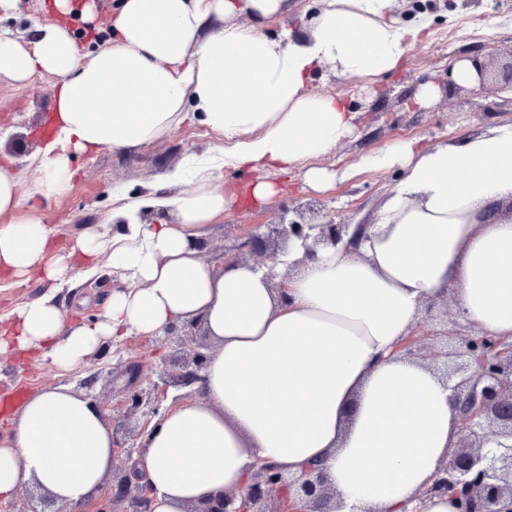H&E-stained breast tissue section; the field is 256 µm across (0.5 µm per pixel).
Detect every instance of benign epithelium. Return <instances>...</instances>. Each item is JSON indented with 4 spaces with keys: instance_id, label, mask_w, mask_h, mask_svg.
<instances>
[{
    "instance_id": "7a95c632",
    "label": "benign epithelium",
    "mask_w": 512,
    "mask_h": 512,
    "mask_svg": "<svg viewBox=\"0 0 512 512\" xmlns=\"http://www.w3.org/2000/svg\"><path fill=\"white\" fill-rule=\"evenodd\" d=\"M297 218L264 225L232 240L224 249V263L248 264L255 256L271 287H285L290 270L277 272L279 256L296 239L302 242L304 258L314 256L320 245H335L348 237L346 246H358L366 225L349 230L347 224L319 220L320 210L311 203L295 209ZM202 321L190 320L155 337L167 350L160 362L157 382L143 388L135 368L129 376L125 413L127 419H148L159 413L155 389L193 387L203 381L201 372L212 347ZM398 351L421 361L440 376L452 391L459 415L456 443L437 466L431 484L403 512H423V500L450 496L458 502V512H512V342L480 333L473 327L446 319L419 327ZM144 431L120 437L112 435L114 450L125 460L141 454L136 439ZM153 490L145 475L126 463L112 466L111 491L98 501L94 512H151ZM183 512H343L342 501L323 471L307 467L296 475L274 464H262L237 491H226L198 499Z\"/></svg>"
}]
</instances>
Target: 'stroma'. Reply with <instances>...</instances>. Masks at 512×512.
<instances>
[{"label": "stroma", "mask_w": 512, "mask_h": 512, "mask_svg": "<svg viewBox=\"0 0 512 512\" xmlns=\"http://www.w3.org/2000/svg\"><path fill=\"white\" fill-rule=\"evenodd\" d=\"M118 0H96L93 15H76L70 31L81 52L94 51L112 38L111 20ZM396 13L410 25L427 20L429 36L410 46L398 67L376 81L336 75L331 66L319 68L310 88L329 94L356 115V128L337 148L319 159L320 167L333 172L332 185L312 189L304 168L280 177L281 193L264 205L247 198L213 222L201 251L202 261L219 262L226 246L242 233L278 220L283 206L311 202L320 205L335 222L369 224L386 195L400 182V169L363 167L368 156L397 141L416 140L435 146L475 133L489 124L512 123V91L507 90L506 65L512 60V0H399ZM477 18L480 28L464 27ZM53 0H17L11 14H0V31L10 32L26 49H33L40 27L56 23ZM460 58L492 63L493 81L482 88L457 90L449 77L450 66ZM436 85L440 93L430 104L417 99L420 84ZM57 78L48 73L32 75L26 85L0 75V164L11 163L22 177L20 208L0 216V226L11 221L37 219L51 232L52 247L40 262L42 268L59 260L69 263L68 290L60 297L71 320L89 321L101 313L113 287L122 279L106 261L88 271L78 255V242L89 234L111 232L112 210L122 198L139 195L145 183L183 163L192 154L224 138L200 121L185 122L157 141L126 149L105 147L74 159L76 175L61 198L46 201L31 196L34 157L48 117L55 108ZM57 283L41 272L11 274L0 271V331L9 329L23 305L56 289ZM137 364L143 383L155 382L159 365L153 339L130 335L111 343L103 361H87L64 372L45 362L18 364L16 354L0 352V400L24 398L50 385L78 387L92 373L100 378L91 392L108 407V426L130 427L123 399L127 377L116 365Z\"/></svg>", "instance_id": "35a3bbf8"}]
</instances>
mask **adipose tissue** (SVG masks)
I'll list each match as a JSON object with an SVG mask.
<instances>
[{"mask_svg": "<svg viewBox=\"0 0 512 512\" xmlns=\"http://www.w3.org/2000/svg\"><path fill=\"white\" fill-rule=\"evenodd\" d=\"M285 11V0H119L112 41L88 54L59 23L40 29L31 50L0 32V75L59 79L54 127L36 158L40 198L71 188L76 155L152 143L192 116L224 137L167 175L172 192L125 201L118 231L82 240L124 281L98 319L68 323L49 294L20 309L8 340L68 370L104 341L203 318L217 346L201 394L141 439L154 512L237 490L261 461L321 469L344 512H401L459 431L450 390L396 351L421 304L453 298L467 323L512 340V123L446 145L398 141L367 157L368 167L400 168L401 181L357 249L340 243L307 259L293 244L284 292L254 266L200 259L196 242L236 200L221 171L253 173L262 204L279 192L270 174L304 162L309 185L327 186L315 162L349 136L355 115L309 90L317 68L383 76L426 30L401 25L394 0H328L309 32L267 38L262 25ZM216 18L224 25L213 32ZM49 245L39 221L0 226V267L31 270ZM10 422L0 498L29 482L83 512L114 458L93 397L52 386Z\"/></svg>", "mask_w": 512, "mask_h": 512, "instance_id": "1", "label": "adipose tissue"}]
</instances>
